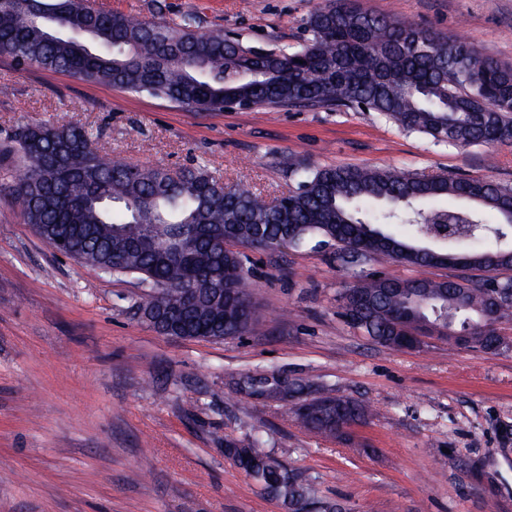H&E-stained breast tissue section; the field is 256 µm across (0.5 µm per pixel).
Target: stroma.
I'll return each mask as SVG.
<instances>
[{
    "label": "stroma",
    "instance_id": "obj_1",
    "mask_svg": "<svg viewBox=\"0 0 512 512\" xmlns=\"http://www.w3.org/2000/svg\"><path fill=\"white\" fill-rule=\"evenodd\" d=\"M146 19L196 18L261 48L297 44L318 0H97ZM512 61V0H366ZM0 146L23 123L69 121L116 157L178 170L202 165L268 198L295 191L299 166L388 168L493 180L512 188V145L448 146L374 112L284 108L191 112L0 55ZM0 155V512H288L224 453L262 432L319 499L352 512H512V322L504 348L448 339L414 349L366 339L339 316L352 279L317 239L250 252L254 320L224 340L163 335L139 315L136 278L63 256L26 224ZM365 272L440 281L462 266L386 258ZM275 373L361 402L336 439L304 428L289 404L249 406L243 373Z\"/></svg>",
    "mask_w": 512,
    "mask_h": 512
}]
</instances>
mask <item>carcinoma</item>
<instances>
[{"label": "carcinoma", "mask_w": 512, "mask_h": 512, "mask_svg": "<svg viewBox=\"0 0 512 512\" xmlns=\"http://www.w3.org/2000/svg\"><path fill=\"white\" fill-rule=\"evenodd\" d=\"M296 46L247 45L222 30L200 34L196 20L150 21L104 10L93 0H0V54L21 69L36 67L165 98L194 112L246 106L274 111L307 104L329 110L366 108L435 143L497 147L512 144V63L482 55L472 44L423 29L367 7L363 0H322ZM18 162L14 201L48 244L107 275H131L150 290L159 332L216 340L244 335L253 320L248 256L192 235L194 224H222L224 234L262 250L320 236L350 267L382 255L403 263H441L426 248L388 230L421 225L453 213L480 226L475 240L512 235V189L484 179L420 177L352 166L301 168L297 190L273 202L243 185L226 186L203 168L173 172L112 158L85 130L61 121L23 124L7 145ZM441 197L456 205L432 208ZM497 212L499 224L484 219ZM150 236L147 251L131 243ZM473 267L512 270V250L465 254ZM199 288L195 309L181 289ZM506 294L497 321L512 320V277L429 281L357 276L339 297V316L369 340L397 345L404 329H420L442 309L461 327H475L471 347L493 353L485 322L492 293ZM274 374H247L236 386L249 395L273 393ZM367 410L326 389L300 424L339 437L342 423ZM225 454L288 512H349L339 501L312 500L308 481L286 467L255 432L225 445Z\"/></svg>", "instance_id": "1"}]
</instances>
